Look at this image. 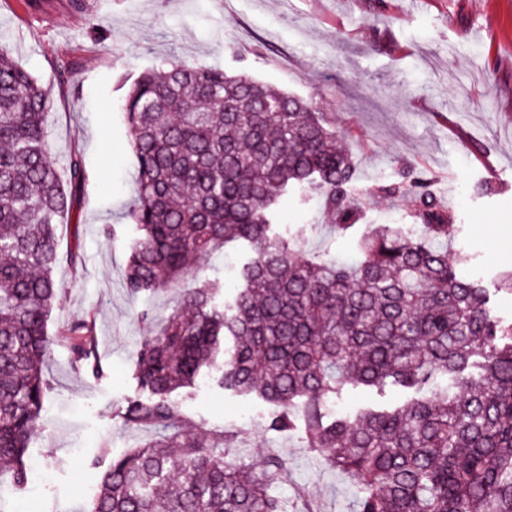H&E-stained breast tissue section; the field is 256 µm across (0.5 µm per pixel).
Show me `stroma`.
Returning a JSON list of instances; mask_svg holds the SVG:
<instances>
[{"instance_id": "1", "label": "stroma", "mask_w": 512, "mask_h": 512, "mask_svg": "<svg viewBox=\"0 0 512 512\" xmlns=\"http://www.w3.org/2000/svg\"><path fill=\"white\" fill-rule=\"evenodd\" d=\"M0 0V42L50 91L48 133L54 157L79 156L86 170L71 222L56 229L60 297L48 323L43 365L49 391L27 464L26 486L0 473V512H79L99 478L93 459L120 455L148 438L128 429L120 410L146 398L135 377L137 353L180 291L131 296L123 279L135 229L127 216L135 158L122 104L123 81L176 57L229 74H247L312 101L346 134L356 185L394 182L406 173L430 179L458 224L448 251L459 274L492 290L494 314L512 322V0ZM77 63L69 82L57 65ZM492 192H482L485 182ZM497 234L485 236L483 225ZM278 233L296 257L355 259L359 230L328 236L317 202L283 196ZM248 257L231 246L203 260L198 278L218 283L224 307ZM95 324L101 370L75 372L60 335L84 317ZM187 422L223 434L232 457L261 459L276 450L287 475L275 491L289 512L306 503L321 512H355L356 489L342 472L305 448L300 431L270 427L271 407L204 378L182 389Z\"/></svg>"}]
</instances>
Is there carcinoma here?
Masks as SVG:
<instances>
[{"label": "carcinoma", "mask_w": 512, "mask_h": 512, "mask_svg": "<svg viewBox=\"0 0 512 512\" xmlns=\"http://www.w3.org/2000/svg\"><path fill=\"white\" fill-rule=\"evenodd\" d=\"M49 92L0 45V462L16 487L47 387V326L58 248L85 182L81 161L53 158ZM137 161L128 208L138 236L125 288L137 296L183 285L180 307L138 351L149 393L127 403L124 425L150 439L112 457L87 512H288L270 493L280 455L228 459L224 435L184 423L174 394L222 363L219 383L274 407L270 426L301 430L306 447L353 481L356 512H512V322L489 288L448 257L456 213L405 175L359 190L336 127L312 103L246 75L173 59L140 74L124 98ZM322 202L326 226H356L368 199L407 200L420 233L374 225L351 265L294 257L273 232L279 198ZM250 257L231 305L218 285L189 282L215 248ZM77 369L95 370L92 320L63 331ZM231 346L224 347L225 340ZM414 392L406 405L331 411L347 386Z\"/></svg>", "instance_id": "1"}]
</instances>
